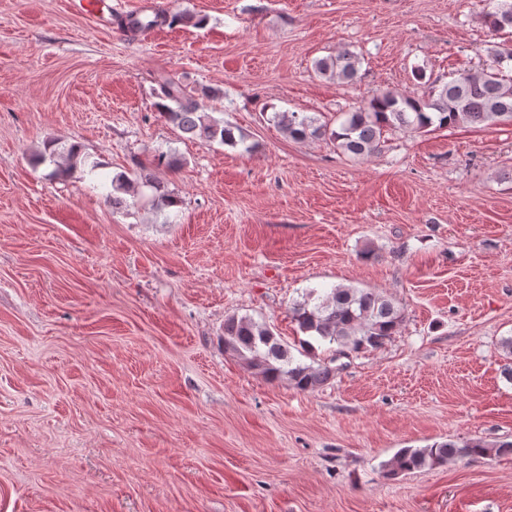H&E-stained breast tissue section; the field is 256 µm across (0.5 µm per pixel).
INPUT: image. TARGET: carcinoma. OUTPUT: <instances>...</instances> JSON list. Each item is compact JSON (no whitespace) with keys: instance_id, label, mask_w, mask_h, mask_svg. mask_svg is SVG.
Instances as JSON below:
<instances>
[{"instance_id":"carcinoma-1","label":"carcinoma","mask_w":512,"mask_h":512,"mask_svg":"<svg viewBox=\"0 0 512 512\" xmlns=\"http://www.w3.org/2000/svg\"><path fill=\"white\" fill-rule=\"evenodd\" d=\"M480 20L492 32L512 29V0H488ZM191 21L196 26L203 24L194 15L178 11L156 14L146 21L132 15L122 26L141 31ZM488 56V63L482 68L464 70L446 82L434 81L421 95H376L352 111L342 113L343 120L335 128L322 120V115L304 112H274L271 121L293 139L327 138L337 150L357 158L377 152L389 129L431 132L459 124H512V78L503 74L504 67L512 64V45H495ZM359 63L357 54L344 50L317 60L315 71L323 77L351 84L357 78ZM218 95L217 90H191L180 80L164 76L159 82L154 107L168 123L192 139L209 144L242 145L245 151H250L244 134H235L234 127L206 112L205 100ZM82 161L81 149L75 144L59 150L49 143L36 156L39 164L55 165L50 173L52 177L64 174ZM110 186L112 191L106 197L120 205L124 203L123 195L133 196L141 187L152 189L154 182L146 174L133 178L120 174L112 178ZM179 205V198L172 193L153 195L154 208L164 216ZM290 317L299 331L308 336L301 345L306 353L313 348L314 340L334 344L340 353L377 349L390 340L403 320L401 309L382 291L352 286L309 288L290 307ZM224 351L266 380H286L300 391L323 386L336 374V368L327 363L313 365L295 359L287 343L250 317L232 315L224 320ZM487 456H512V441L502 440L489 446L479 439L448 440L424 448H402L386 467L389 474L396 475L442 466L454 459Z\"/></svg>"}]
</instances>
